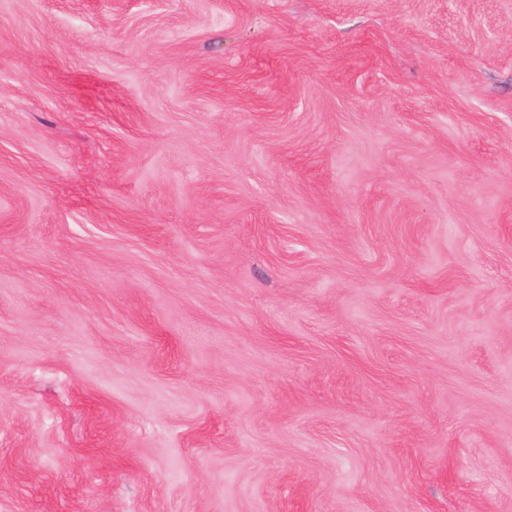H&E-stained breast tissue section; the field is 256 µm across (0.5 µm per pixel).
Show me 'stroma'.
I'll return each mask as SVG.
<instances>
[{"label": "stroma", "instance_id": "obj_1", "mask_svg": "<svg viewBox=\"0 0 512 512\" xmlns=\"http://www.w3.org/2000/svg\"><path fill=\"white\" fill-rule=\"evenodd\" d=\"M0 512H512V0H0Z\"/></svg>", "mask_w": 512, "mask_h": 512}]
</instances>
